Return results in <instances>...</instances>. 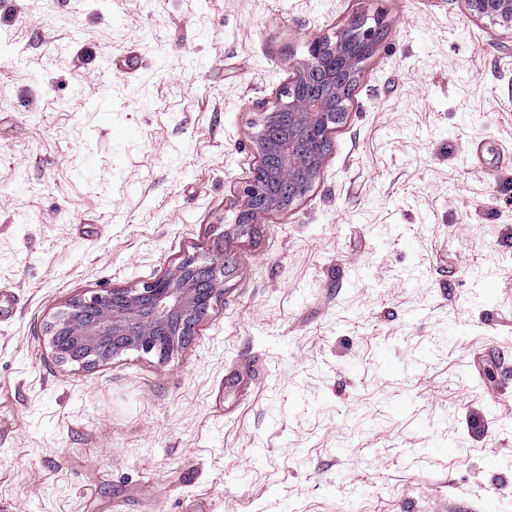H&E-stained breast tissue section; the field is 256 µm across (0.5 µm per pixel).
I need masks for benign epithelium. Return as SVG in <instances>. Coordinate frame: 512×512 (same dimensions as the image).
<instances>
[{
  "mask_svg": "<svg viewBox=\"0 0 512 512\" xmlns=\"http://www.w3.org/2000/svg\"><path fill=\"white\" fill-rule=\"evenodd\" d=\"M472 13L512 26V0H466ZM380 21L359 31V45L345 34L317 39L310 58L279 94L257 134L261 181L249 182L236 222L254 224L286 211L315 180L321 158L303 144L325 138L343 122L361 64L377 44ZM224 259L189 258L173 272L139 288L94 291L69 301L47 327L55 358L91 368L125 351L167 356L182 347L223 291Z\"/></svg>",
  "mask_w": 512,
  "mask_h": 512,
  "instance_id": "7a95c632",
  "label": "benign epithelium"
}]
</instances>
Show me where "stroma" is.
<instances>
[{"label": "stroma", "instance_id": "stroma-1", "mask_svg": "<svg viewBox=\"0 0 512 512\" xmlns=\"http://www.w3.org/2000/svg\"><path fill=\"white\" fill-rule=\"evenodd\" d=\"M384 31L318 175L236 224L311 42ZM221 256L166 357L65 304ZM0 512H512V27L466 0L0 6Z\"/></svg>", "mask_w": 512, "mask_h": 512}]
</instances>
